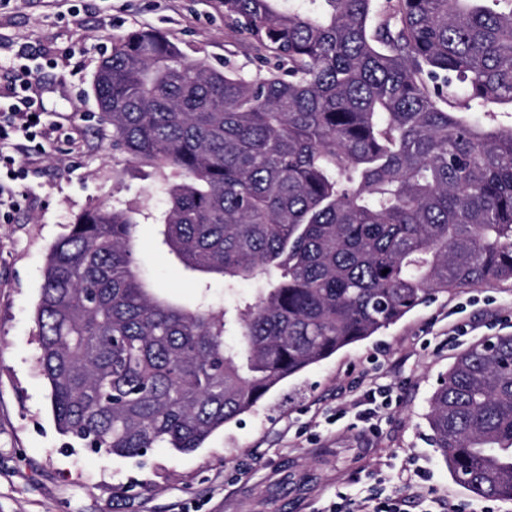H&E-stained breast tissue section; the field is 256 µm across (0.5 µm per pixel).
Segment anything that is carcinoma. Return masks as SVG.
<instances>
[{
	"label": "carcinoma",
	"mask_w": 512,
	"mask_h": 512,
	"mask_svg": "<svg viewBox=\"0 0 512 512\" xmlns=\"http://www.w3.org/2000/svg\"><path fill=\"white\" fill-rule=\"evenodd\" d=\"M219 6L275 59L265 74L136 29L93 91L112 150L175 177L160 245L190 273L263 281L255 299L162 297L139 272L135 208L86 211L47 257L38 364L54 421L117 457L193 452L433 294L512 280V128L485 122L512 104V0ZM427 422L459 485L512 500L511 334L456 357Z\"/></svg>",
	"instance_id": "carcinoma-1"
}]
</instances>
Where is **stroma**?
Listing matches in <instances>:
<instances>
[{
	"mask_svg": "<svg viewBox=\"0 0 512 512\" xmlns=\"http://www.w3.org/2000/svg\"><path fill=\"white\" fill-rule=\"evenodd\" d=\"M154 29L189 59L256 75L244 35L231 32L217 0H0V94L19 47L47 60L40 78L46 113L35 145L15 137L23 169L0 166L18 205L0 218V512H322L338 497L389 495L424 473L437 507L484 503L452 478L430 441L426 414L438 377L474 342L512 334V282L439 293L396 324L283 381L258 407L215 432L198 450L165 447L122 459L67 447L56 428L38 362L35 308L50 247L93 209L166 205V174L113 152L112 129L97 121L92 82L112 40ZM139 265L161 292L192 304L201 290L157 245L145 220ZM258 281L210 282L209 300L227 305ZM468 325L464 336L450 325ZM388 386L393 402L376 431L358 421L352 393Z\"/></svg>",
	"mask_w": 512,
	"mask_h": 512,
	"instance_id": "obj_1",
	"label": "stroma"
}]
</instances>
